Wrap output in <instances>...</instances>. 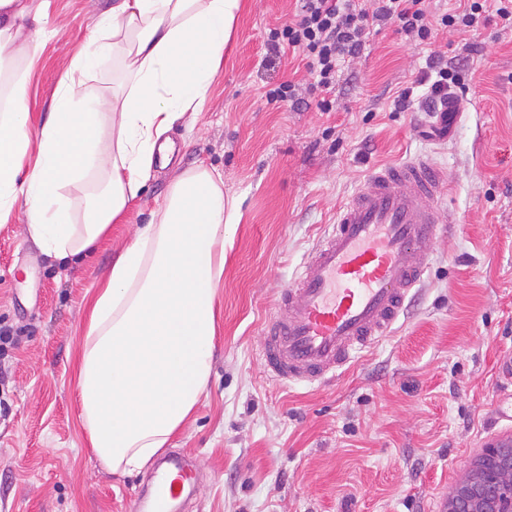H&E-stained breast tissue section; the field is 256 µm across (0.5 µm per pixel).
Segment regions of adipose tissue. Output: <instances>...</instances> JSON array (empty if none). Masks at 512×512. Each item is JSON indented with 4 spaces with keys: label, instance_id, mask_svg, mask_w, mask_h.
<instances>
[{
    "label": "adipose tissue",
    "instance_id": "obj_1",
    "mask_svg": "<svg viewBox=\"0 0 512 512\" xmlns=\"http://www.w3.org/2000/svg\"><path fill=\"white\" fill-rule=\"evenodd\" d=\"M242 0H118L62 77L50 120L35 126L25 76L0 107V217L27 206L25 238L57 260L105 238L137 199L172 126L195 116L224 59ZM38 0H0V71L47 33ZM118 56L122 84L91 93L83 75ZM100 176L81 223L69 190ZM205 168L179 175L164 207L120 249L93 293L83 329L76 393L99 464L146 471L206 391L224 275V227L236 198Z\"/></svg>",
    "mask_w": 512,
    "mask_h": 512
}]
</instances>
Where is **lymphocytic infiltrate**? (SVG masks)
I'll list each match as a JSON object with an SVG mask.
<instances>
[{"mask_svg": "<svg viewBox=\"0 0 512 512\" xmlns=\"http://www.w3.org/2000/svg\"><path fill=\"white\" fill-rule=\"evenodd\" d=\"M298 12L292 22L272 29L263 62L275 64L286 55L298 54L310 82L307 88L285 81L267 91L268 101L300 104L304 93H321L317 105L330 111V95L336 88L341 65L361 54L369 28L394 26L410 41L431 39L433 26L464 34L486 21L487 0H465L463 7L431 18V0H298ZM423 94H416V87ZM460 70L448 60L447 52L433 51L415 85L400 88L393 109L408 111L419 105L433 110L447 106L454 89L464 88Z\"/></svg>", "mask_w": 512, "mask_h": 512, "instance_id": "lymphocytic-infiltrate-1", "label": "lymphocytic infiltrate"}]
</instances>
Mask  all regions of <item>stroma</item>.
<instances>
[{"instance_id":"stroma-1","label":"stroma","mask_w":512,"mask_h":512,"mask_svg":"<svg viewBox=\"0 0 512 512\" xmlns=\"http://www.w3.org/2000/svg\"><path fill=\"white\" fill-rule=\"evenodd\" d=\"M115 3L43 0L53 36L25 63L35 124ZM243 4L201 112L167 133L174 158L153 165L90 262L26 240L24 202L0 223V327L16 336L0 347V512H134L144 474L103 469L78 419L86 303L174 178L199 166L222 175L241 218L224 247L208 391L172 439L196 458L188 512H441L487 445L512 436V378L500 370L512 357V32L441 29L417 46L391 27L370 33L324 112L265 97L309 79L297 60L262 62L295 0ZM440 47L469 76L447 135L427 138L434 118L391 101ZM418 158L442 169L456 222L433 243L407 312L326 384L274 381L260 351L278 291L373 169Z\"/></svg>"}]
</instances>
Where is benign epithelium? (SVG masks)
Listing matches in <instances>:
<instances>
[{
  "label": "benign epithelium",
  "mask_w": 512,
  "mask_h": 512,
  "mask_svg": "<svg viewBox=\"0 0 512 512\" xmlns=\"http://www.w3.org/2000/svg\"><path fill=\"white\" fill-rule=\"evenodd\" d=\"M446 499L447 512H512V443L487 448Z\"/></svg>",
  "instance_id": "obj_1"
}]
</instances>
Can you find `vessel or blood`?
<instances>
[{
  "label": "vessel or blood",
  "instance_id": "b4317fda",
  "mask_svg": "<svg viewBox=\"0 0 512 512\" xmlns=\"http://www.w3.org/2000/svg\"><path fill=\"white\" fill-rule=\"evenodd\" d=\"M446 189L438 167L410 160L374 171L338 207L263 329L261 358L273 380L323 382L391 332L446 231ZM194 468L189 454L164 456L139 507L161 512L187 498Z\"/></svg>",
  "mask_w": 512,
  "mask_h": 512
}]
</instances>
